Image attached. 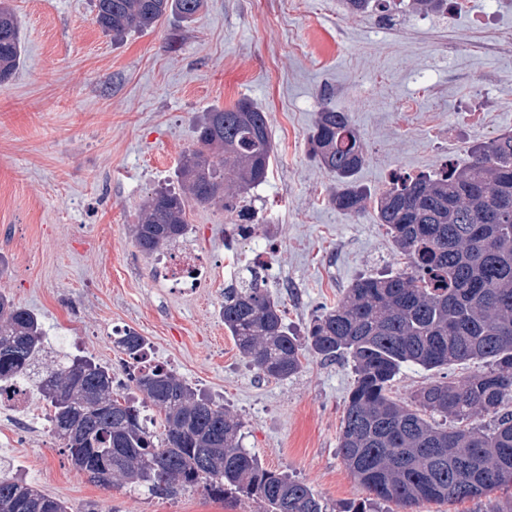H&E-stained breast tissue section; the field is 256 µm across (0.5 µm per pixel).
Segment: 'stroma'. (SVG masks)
I'll return each mask as SVG.
<instances>
[{
	"instance_id": "1",
	"label": "stroma",
	"mask_w": 512,
	"mask_h": 512,
	"mask_svg": "<svg viewBox=\"0 0 512 512\" xmlns=\"http://www.w3.org/2000/svg\"><path fill=\"white\" fill-rule=\"evenodd\" d=\"M9 4L22 56L0 84V288L38 315L47 360L85 355L116 368L113 329L132 328L148 338L151 363L242 421L243 445L265 467L306 484L328 512L366 499L338 453L350 364L309 355L295 377L269 379L224 328V290L233 269L249 266L251 245L231 241L223 210L187 211V238L206 266L192 289L160 282L132 229L148 194L174 183L198 116L245 98L266 112L275 146L251 196L277 235L266 286L285 322L304 332L359 276L401 270L373 208L355 218L336 209V180L311 157L308 137L325 107L348 113L366 152L355 180L379 193L400 177L468 164L473 146L512 134V50L476 45L486 0H469L447 26L437 12L407 14L400 32L341 0H204L193 22L169 16L120 39L95 24L96 0ZM463 95L485 105L480 118L459 112ZM405 100L414 111H398ZM485 368L410 365L392 395L407 401L423 382ZM0 475L70 512H262L199 488L169 499L102 487L51 445L47 420L30 422L19 441L2 408Z\"/></svg>"
}]
</instances>
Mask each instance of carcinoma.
Masks as SVG:
<instances>
[{
    "mask_svg": "<svg viewBox=\"0 0 512 512\" xmlns=\"http://www.w3.org/2000/svg\"><path fill=\"white\" fill-rule=\"evenodd\" d=\"M445 2L399 0L425 13ZM202 6L203 0H97L95 23L119 36L152 28L169 12L191 22ZM20 58L17 19L0 0V83ZM309 145L336 178V209L357 217L372 203L406 269L359 277L302 338L284 323L266 281L249 271L224 289L222 319L239 352L279 381L297 375L307 354L352 363L339 454L369 498L343 512H374L384 502L414 512L425 501L478 499L512 483V136L472 148L463 167L405 179L380 194L354 182L366 154L347 113L320 112ZM273 155L267 114L250 101L204 113L175 171L178 188L154 190L140 209L135 245L150 255L184 236L192 202L237 209V228L249 233L258 220L243 205L244 194L267 180ZM44 336L36 314L0 290V382L20 373L32 378L50 409V430L93 482L144 488L157 498L201 487L217 500H254L263 512H327L307 485L265 468L243 447L237 416L172 370H137L133 395L121 397L109 369L89 357L39 367ZM145 345L134 330L113 340L133 361ZM471 360L488 369L424 383L408 402L391 397L406 365L433 370ZM148 406L163 412L159 433L144 422ZM479 414L492 426L474 423ZM0 512L69 507L21 479L0 477Z\"/></svg>",
    "mask_w": 512,
    "mask_h": 512,
    "instance_id": "carcinoma-1",
    "label": "carcinoma"
}]
</instances>
